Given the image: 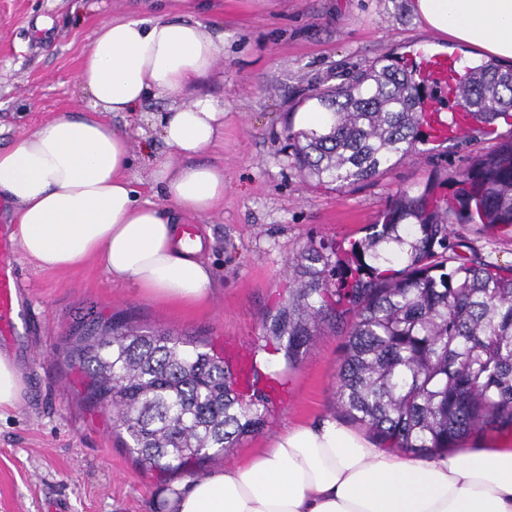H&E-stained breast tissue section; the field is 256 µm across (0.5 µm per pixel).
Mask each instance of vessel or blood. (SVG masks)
Segmentation results:
<instances>
[{
	"label": "vessel or blood",
	"instance_id": "1",
	"mask_svg": "<svg viewBox=\"0 0 512 512\" xmlns=\"http://www.w3.org/2000/svg\"><path fill=\"white\" fill-rule=\"evenodd\" d=\"M414 70L429 91L422 110L427 129L438 140L461 136L468 125L462 112L452 120H444L438 111L440 104L454 105V89L460 68L455 58L443 54H421L414 59ZM18 241L10 227L0 225V341L10 342L16 334L18 320L28 314L25 290L18 271Z\"/></svg>",
	"mask_w": 512,
	"mask_h": 512
}]
</instances>
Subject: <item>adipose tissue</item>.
<instances>
[{
  "label": "adipose tissue",
  "instance_id": "adipose-tissue-1",
  "mask_svg": "<svg viewBox=\"0 0 512 512\" xmlns=\"http://www.w3.org/2000/svg\"><path fill=\"white\" fill-rule=\"evenodd\" d=\"M144 16L102 24L79 81L93 107L62 114L0 148V195L15 207L23 252L45 269L100 258L113 278L154 297L199 304L212 271L203 244L186 249L182 213H209L224 197V168L204 154L224 136V103H182L224 57V35L195 11L165 18L167 0H140ZM438 37L512 59V0H414ZM173 99L159 118L166 148L151 181L174 213L140 201L127 177L126 135L102 120L149 97ZM168 512H512V442L450 454L403 456L327 418L278 435L249 462L177 487Z\"/></svg>",
  "mask_w": 512,
  "mask_h": 512
}]
</instances>
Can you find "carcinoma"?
<instances>
[{
  "mask_svg": "<svg viewBox=\"0 0 512 512\" xmlns=\"http://www.w3.org/2000/svg\"><path fill=\"white\" fill-rule=\"evenodd\" d=\"M413 76L375 65L316 95L320 122L299 130L305 175L339 186L368 180L412 152L424 113ZM458 105L475 131L508 117L512 67H469ZM512 224V141L467 170L446 208L426 190L403 194L384 223L356 244L357 277L346 299L352 323L337 373L336 403L383 444L411 454L445 451L490 426L512 430V271L478 257L447 268L452 221ZM311 242L293 265L288 307L272 337L292 368L326 322L337 266ZM401 263L400 269L392 265ZM88 395L124 418L144 466L185 471L264 424L239 403L224 359L200 341L145 332L124 319L86 324L70 349Z\"/></svg>",
  "mask_w": 512,
  "mask_h": 512,
  "instance_id": "obj_1",
  "label": "carcinoma"
}]
</instances>
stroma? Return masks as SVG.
Instances as JSON below:
<instances>
[{"mask_svg": "<svg viewBox=\"0 0 512 512\" xmlns=\"http://www.w3.org/2000/svg\"><path fill=\"white\" fill-rule=\"evenodd\" d=\"M135 0H0V147L14 145L74 107H89L78 85L82 57L102 23L130 15ZM201 21L224 34V57L198 84L224 102V137L205 158L224 167V197L199 226L214 285L207 302L181 306L112 279L89 257L60 270L19 256L30 284L34 320L18 322L9 355L27 392L20 408L0 415V512H166V497L190 476L212 474L258 454L285 429L338 416L336 374L348 322L323 325L295 368L266 338L270 314L288 302V262L310 242L337 249L343 271L332 290L354 274L351 243L382 223L402 193L432 188L448 198L473 159L512 140V122L453 142L421 131L412 156L374 179L339 187L304 177L289 132L303 126L317 92L353 72L407 57L421 48L455 58L463 50L430 35L412 0H214ZM50 19L47 29L38 19ZM157 96L132 113L103 118L128 137V177L141 199L170 205L150 182V160L164 150L156 118L170 106ZM449 266L479 256L512 268V227L459 224ZM127 318L145 330H170L206 342L218 356L246 357L262 374L267 422L195 473L141 466L126 446L116 416L86 398L85 378L66 357L79 325Z\"/></svg>", "mask_w": 512, "mask_h": 512, "instance_id": "1", "label": "stroma"}]
</instances>
